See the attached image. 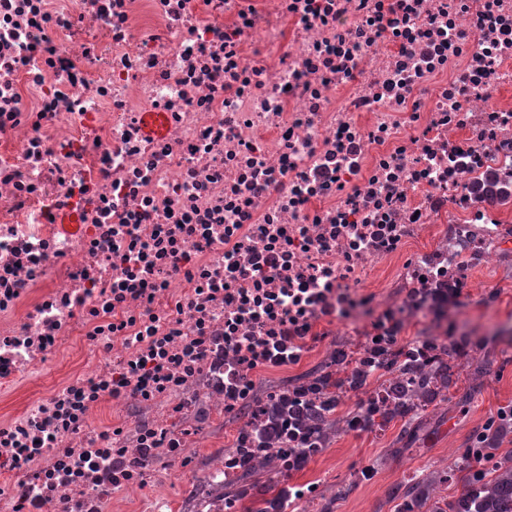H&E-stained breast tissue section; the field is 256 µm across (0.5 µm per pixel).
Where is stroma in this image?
<instances>
[{"mask_svg":"<svg viewBox=\"0 0 512 512\" xmlns=\"http://www.w3.org/2000/svg\"><path fill=\"white\" fill-rule=\"evenodd\" d=\"M473 285L492 288L497 294L493 306L463 309L456 314L457 331L485 336L498 318L512 315V257L498 258L488 270L474 274ZM494 364L465 412L454 403L441 401L429 408L431 417H445L440 433L427 447L390 457L387 450L399 434V425L383 434H339L320 457L311 461L306 474L321 479V498L333 503V512H394L388 498L390 488L424 469L453 465L467 436L482 426L503 406L512 404V345L497 341L491 345ZM374 466L372 481L358 483L355 472Z\"/></svg>","mask_w":512,"mask_h":512,"instance_id":"35a3bbf8","label":"stroma"}]
</instances>
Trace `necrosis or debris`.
Returning a JSON list of instances; mask_svg holds the SVG:
<instances>
[{"label": "necrosis or debris", "instance_id": "necrosis-or-debris-1", "mask_svg": "<svg viewBox=\"0 0 512 512\" xmlns=\"http://www.w3.org/2000/svg\"><path fill=\"white\" fill-rule=\"evenodd\" d=\"M505 196L512 0H0V512H224L269 456L309 512L316 436L260 445L256 376L321 353L387 404L495 301ZM237 420L227 419L216 424L208 433L207 441L213 448H195L191 469L201 475L212 453L226 448L227 441L233 434Z\"/></svg>", "mask_w": 512, "mask_h": 512}]
</instances>
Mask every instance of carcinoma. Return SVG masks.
Listing matches in <instances>:
<instances>
[{
	"label": "carcinoma",
	"instance_id": "cac0c4a2",
	"mask_svg": "<svg viewBox=\"0 0 512 512\" xmlns=\"http://www.w3.org/2000/svg\"><path fill=\"white\" fill-rule=\"evenodd\" d=\"M469 368L470 386L460 404L467 403L482 385V379L490 372L492 361L477 360L473 353L452 349L449 357L438 359L430 370L417 372L413 366L396 360L391 371L407 378V387L396 392L397 404L385 406L363 417L364 425L379 429L394 420L402 422L395 444L405 450L421 440L423 414L429 403L441 397L447 398L453 376L463 368ZM319 391L318 403L301 413L302 422L315 429L322 448H328L336 436V390L342 380L336 377V369L327 365L322 372L310 379ZM288 414V398L273 403L271 419L260 430V437L267 439L278 417ZM512 444V419L496 425L486 423L475 433L466 448L459 454L452 468L429 470L413 475L405 485L395 487L390 499L402 500L397 512H461L462 501L468 500L466 512H512V449L499 455L490 452L503 443ZM277 464L268 458L260 462L245 477L224 484V501L233 504L243 500L248 489L271 491L277 484ZM462 482L467 490L459 497L448 498L438 494L439 487L450 481ZM250 488H245V485Z\"/></svg>",
	"mask_w": 512,
	"mask_h": 512
}]
</instances>
